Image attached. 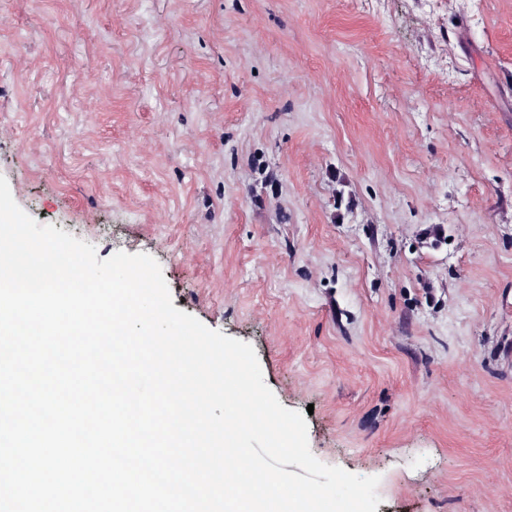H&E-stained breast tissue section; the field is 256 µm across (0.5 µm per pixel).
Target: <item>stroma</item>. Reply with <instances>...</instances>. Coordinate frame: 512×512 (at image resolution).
I'll return each instance as SVG.
<instances>
[{"mask_svg":"<svg viewBox=\"0 0 512 512\" xmlns=\"http://www.w3.org/2000/svg\"><path fill=\"white\" fill-rule=\"evenodd\" d=\"M0 175L376 512H512V0H0Z\"/></svg>","mask_w":512,"mask_h":512,"instance_id":"stroma-1","label":"stroma"}]
</instances>
